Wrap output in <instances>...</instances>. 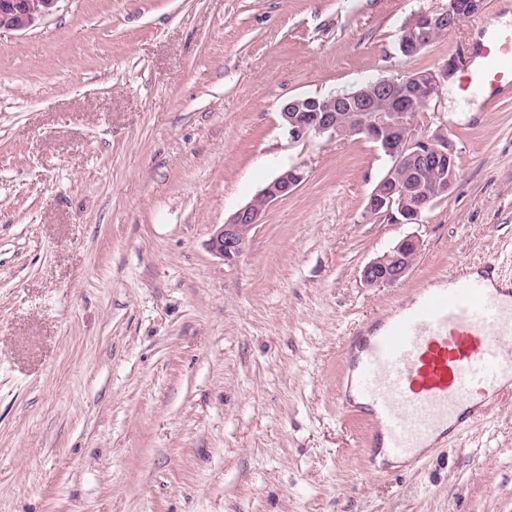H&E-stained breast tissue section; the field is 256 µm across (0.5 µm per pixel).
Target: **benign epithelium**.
<instances>
[{
  "instance_id": "7a95c632",
  "label": "benign epithelium",
  "mask_w": 512,
  "mask_h": 512,
  "mask_svg": "<svg viewBox=\"0 0 512 512\" xmlns=\"http://www.w3.org/2000/svg\"><path fill=\"white\" fill-rule=\"evenodd\" d=\"M60 0H0V32L26 30L57 10ZM484 0H448L439 12L414 14L403 26L401 49L409 57L438 33H446L479 13ZM448 69L413 71L361 84L345 94L298 96L280 109L281 126L293 140L360 135L374 143L389 164L367 201V213L396 224H417L426 207L448 196L458 178L452 142L443 130L428 136L418 116L438 93ZM306 179L300 164L283 170L224 224L215 226L211 252L233 261L245 251L252 230L266 211ZM420 252L410 236L367 263L361 279L369 287L403 278Z\"/></svg>"
}]
</instances>
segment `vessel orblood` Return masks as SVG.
<instances>
[{"mask_svg":"<svg viewBox=\"0 0 512 512\" xmlns=\"http://www.w3.org/2000/svg\"><path fill=\"white\" fill-rule=\"evenodd\" d=\"M459 83L495 98L512 87V33L473 49ZM337 396L358 402L383 456L418 462L433 436H461L512 395V275L497 260L456 265L344 344Z\"/></svg>","mask_w":512,"mask_h":512,"instance_id":"obj_1","label":"vessel or blood"}]
</instances>
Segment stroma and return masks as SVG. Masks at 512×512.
<instances>
[{
	"mask_svg": "<svg viewBox=\"0 0 512 512\" xmlns=\"http://www.w3.org/2000/svg\"><path fill=\"white\" fill-rule=\"evenodd\" d=\"M448 0H61L0 33V512H512V397L422 462L371 460L337 401L345 336L450 266L512 271V90L420 117L459 178L416 224L368 216L388 160L292 141L289 98L462 66L512 0L420 53ZM234 262L215 225L279 172ZM407 236L398 283L363 266ZM448 0V8L439 12H420L414 14L403 26L401 49L411 57L424 49L437 33L454 30L466 18L478 14L484 6V0ZM399 40V41H400Z\"/></svg>",
	"mask_w": 512,
	"mask_h": 512,
	"instance_id": "35a3bbf8",
	"label": "stroma"
}]
</instances>
